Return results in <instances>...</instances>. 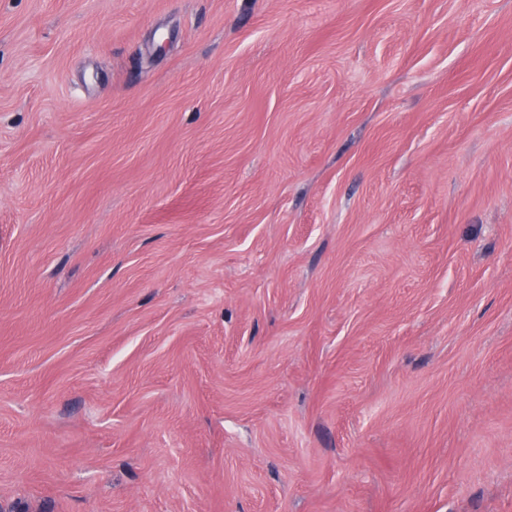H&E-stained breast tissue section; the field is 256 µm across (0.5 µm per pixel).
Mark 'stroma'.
Segmentation results:
<instances>
[{
    "instance_id": "obj_1",
    "label": "stroma",
    "mask_w": 512,
    "mask_h": 512,
    "mask_svg": "<svg viewBox=\"0 0 512 512\" xmlns=\"http://www.w3.org/2000/svg\"><path fill=\"white\" fill-rule=\"evenodd\" d=\"M0 512H512V0H0Z\"/></svg>"
}]
</instances>
